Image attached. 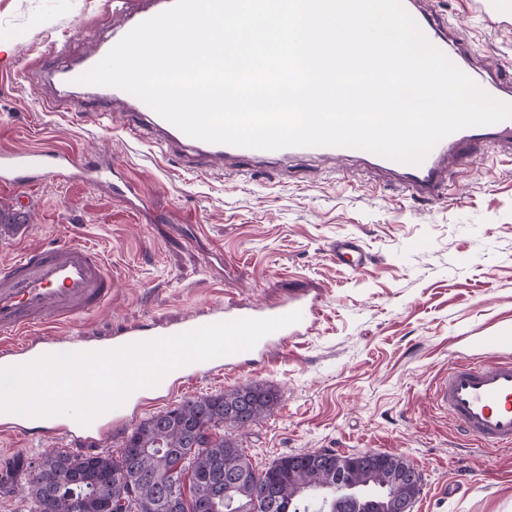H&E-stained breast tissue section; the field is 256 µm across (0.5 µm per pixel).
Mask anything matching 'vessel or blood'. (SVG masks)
<instances>
[{
	"label": "vessel or blood",
	"mask_w": 512,
	"mask_h": 512,
	"mask_svg": "<svg viewBox=\"0 0 512 512\" xmlns=\"http://www.w3.org/2000/svg\"><path fill=\"white\" fill-rule=\"evenodd\" d=\"M129 12L130 26H137L173 6L175 0H137ZM403 6L427 39L438 47L468 76L478 77L485 91L494 98L512 104V78L497 72L477 75L472 59L474 47L458 42L453 25L438 13L418 9V0H402ZM475 10L486 21L494 22L512 14V0H471ZM109 45H97L72 65L62 69L63 83H74L81 74L93 68L108 53ZM110 111H121L128 129H136L138 121H147L164 138L166 148L194 149L199 156L234 164L249 165L263 157L260 149L209 143L186 135L176 126L146 110L143 103L118 88L101 95ZM512 150V119L491 125L458 130L441 140L418 166L362 152V160L371 167L396 177L399 185L423 201L439 199L448 183L449 165L459 159L473 157L481 145ZM283 155L318 156L336 159L349 156L346 147H286ZM71 154L65 152L0 151V188L16 190L42 181L54 170L72 165ZM336 263L360 271L367 257L358 240L337 239L331 248ZM112 301V273L103 255L96 249L63 242L48 249L29 250L0 263V366L23 364L48 353L83 352L98 349L97 339L87 335L81 321L91 312ZM300 311L301 320L263 337L254 348L233 355L197 362L167 374L153 394L173 393L188 381L222 371L250 368L260 363L269 348L287 344L291 338L308 334L315 323L316 304L304 295H292L274 305L250 301H230L208 307L197 315L164 326L140 323L115 333L109 348L136 341L173 336L205 324L238 318H271ZM70 328V335L55 336L53 327ZM480 356L454 359L448 372L431 388L434 405L448 414L464 436L474 438L488 449L512 446V336L498 333L476 337Z\"/></svg>",
	"instance_id": "b4317fda"
}]
</instances>
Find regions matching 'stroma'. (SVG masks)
<instances>
[{
	"label": "stroma",
	"instance_id": "35a3bbf8",
	"mask_svg": "<svg viewBox=\"0 0 512 512\" xmlns=\"http://www.w3.org/2000/svg\"><path fill=\"white\" fill-rule=\"evenodd\" d=\"M474 43L475 66L512 73V23L491 27L467 0H431ZM121 23L112 0H0V150H60L136 183L145 206L58 176L0 192L12 223L0 230V261L73 241L103 253L112 303L85 317L93 336L141 321L165 322L228 299L272 304L289 293L315 298L320 315L255 370L200 378L180 397L249 383L279 400L241 431L257 467L306 451L375 450L419 470L413 512H512V447L491 452L464 439L427 389L472 337L512 325V155L491 150L459 162L441 202L411 198L355 158H284L223 174L192 152L161 154L146 131L55 109L46 71L71 64ZM352 236L368 260L354 272L329 254ZM50 449L92 453L77 437L0 436V465L14 483L0 512H32L25 488ZM461 493L444 495L448 483Z\"/></svg>",
	"mask_w": 512,
	"mask_h": 512
}]
</instances>
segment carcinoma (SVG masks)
Segmentation results:
<instances>
[{"instance_id": "carcinoma-1", "label": "carcinoma", "mask_w": 512, "mask_h": 512, "mask_svg": "<svg viewBox=\"0 0 512 512\" xmlns=\"http://www.w3.org/2000/svg\"><path fill=\"white\" fill-rule=\"evenodd\" d=\"M275 401L276 393L259 384L186 397L125 434L117 457L44 455L25 493L33 512H104L111 497L129 488L133 505L145 501L148 512H196L187 507V485L192 497L205 498V512H310L311 497L297 494L303 485L323 492L317 512H403L416 502L422 475L394 453L307 451L256 468L224 427L259 422ZM339 481L354 492L336 497Z\"/></svg>"}]
</instances>
